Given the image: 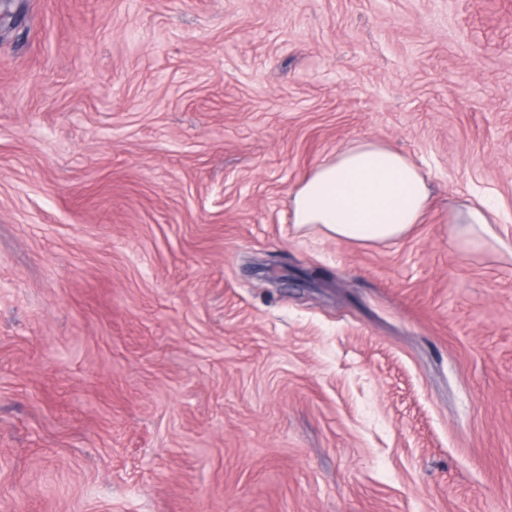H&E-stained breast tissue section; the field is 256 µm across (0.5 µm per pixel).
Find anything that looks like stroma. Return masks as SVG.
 I'll list each match as a JSON object with an SVG mask.
<instances>
[{"label":"stroma","mask_w":512,"mask_h":512,"mask_svg":"<svg viewBox=\"0 0 512 512\" xmlns=\"http://www.w3.org/2000/svg\"><path fill=\"white\" fill-rule=\"evenodd\" d=\"M373 139L385 244L289 194ZM512 0H11L0 512H512ZM315 281H305L309 270ZM431 198L427 176L407 156L378 141H356L292 192L293 224L336 240L394 242L421 223ZM498 217L497 207L481 198L449 212L448 223L452 225V237L459 245L478 251L491 243L503 245L492 226L498 224Z\"/></svg>","instance_id":"1"}]
</instances>
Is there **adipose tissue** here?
<instances>
[{
	"label": "adipose tissue",
	"instance_id": "obj_1",
	"mask_svg": "<svg viewBox=\"0 0 512 512\" xmlns=\"http://www.w3.org/2000/svg\"><path fill=\"white\" fill-rule=\"evenodd\" d=\"M427 176L405 155L374 140L352 143L319 164L291 194L297 229L354 243L393 242L421 223L431 205ZM497 207L481 198L449 212L452 237L478 251L498 242Z\"/></svg>",
	"mask_w": 512,
	"mask_h": 512
}]
</instances>
